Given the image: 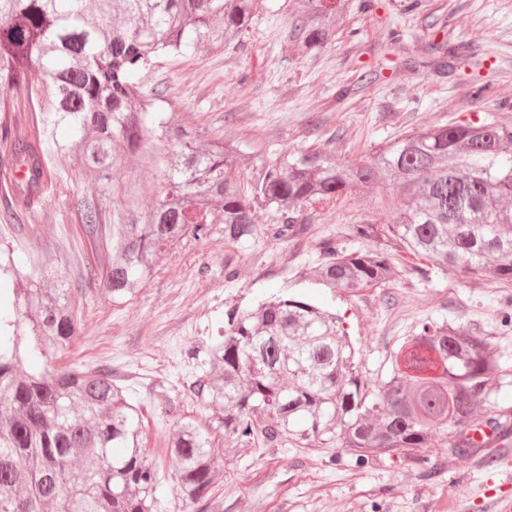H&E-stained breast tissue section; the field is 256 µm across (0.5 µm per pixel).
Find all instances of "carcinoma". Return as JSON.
Masks as SVG:
<instances>
[{
	"label": "carcinoma",
	"instance_id": "carcinoma-1",
	"mask_svg": "<svg viewBox=\"0 0 512 512\" xmlns=\"http://www.w3.org/2000/svg\"><path fill=\"white\" fill-rule=\"evenodd\" d=\"M259 0H0V95L25 87L29 129L0 123V162L20 175L19 203L34 212L60 169L112 187V224L95 198L78 205L91 241L106 240L102 265L68 281L47 264L35 280L14 277L13 254H0V291L13 313L0 317V512H161L158 470L145 452L140 408L106 368L37 369L65 351L80 321L73 294L96 285L114 303L131 300L183 241L224 236L254 241L256 206L273 208L279 238L293 236L299 211L352 191L391 187L398 221L350 226L381 246L352 251L322 242L306 279L358 293L392 277L405 251L466 278L512 286V128L449 123L405 132L357 161L312 145L250 164L240 144L162 112L166 89L143 90L161 57L224 52L236 43ZM350 0H292L291 28L307 52L336 41ZM454 55L435 65L455 68ZM69 131L62 138L59 129ZM249 170V190L239 179ZM155 175L144 206V174ZM341 316L304 295H280L252 310L224 311L205 348L206 376L195 394L215 406L206 428L178 422L167 443L181 512H216L220 466L212 436L236 448L293 442L336 443L360 461L426 448L440 429L456 454L478 447L471 432L512 436V420L493 417L489 381L500 370L483 338L426 321L390 352L388 377L362 380Z\"/></svg>",
	"mask_w": 512,
	"mask_h": 512
}]
</instances>
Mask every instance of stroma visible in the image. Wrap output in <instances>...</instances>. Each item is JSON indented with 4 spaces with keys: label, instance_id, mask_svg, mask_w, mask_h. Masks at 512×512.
I'll list each match as a JSON object with an SVG mask.
<instances>
[{
    "label": "stroma",
    "instance_id": "stroma-1",
    "mask_svg": "<svg viewBox=\"0 0 512 512\" xmlns=\"http://www.w3.org/2000/svg\"><path fill=\"white\" fill-rule=\"evenodd\" d=\"M352 0L335 43L321 51L300 50L290 34V0H262L240 41L210 56L160 58L146 87L164 86L172 111L190 124L239 142L251 161L273 152L315 144L343 160H356L402 133L452 122L495 121L512 125V0H420L406 10L401 0ZM468 44L470 62L442 72L417 65L426 41ZM377 73L374 83L359 81ZM476 83L492 86L473 97ZM111 193L60 173L47 185L38 220L18 216L0 229V250L12 248L19 275L39 271L45 259L60 260L70 281L98 263L101 252L81 228L77 205L84 197ZM393 211L358 194L309 205L297 232L286 240L271 233L281 221L257 207L259 234L242 248L222 237L186 241L160 264L138 296L124 305L91 292L79 301L81 328L70 352L52 365H99L128 381L146 426L147 448L160 477L165 512H178L166 444L177 419L208 425L214 410L195 397L192 384L205 368V348L224 325L231 305L251 309L279 294L313 292L321 306L342 316L365 381L390 369L389 355L422 321L449 322L486 339L502 371L491 380V403L512 412V326L499 317L502 288L437 268L428 277L400 272L381 288L332 294L309 289L304 276L321 259L326 239L347 248H368L349 235L367 219L393 223ZM237 269L224 276L225 263ZM196 358H188L189 348ZM174 413H166L164 400ZM223 463L215 485L223 512H488L491 496L512 495L501 471H512V447L488 444L470 456L453 454L448 435L410 456L380 455L361 463L341 448H227L215 440ZM426 458L421 470L416 458Z\"/></svg>",
    "mask_w": 512,
    "mask_h": 512
}]
</instances>
